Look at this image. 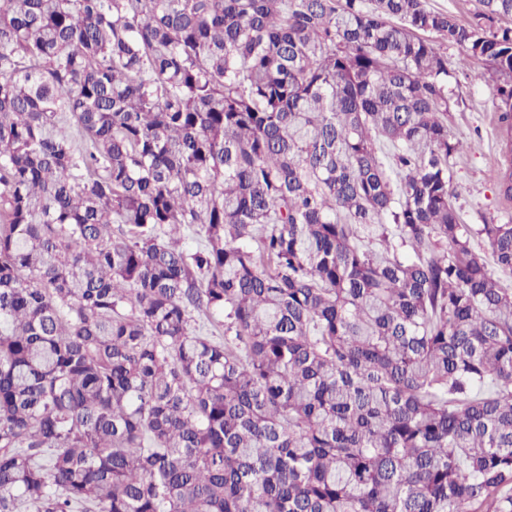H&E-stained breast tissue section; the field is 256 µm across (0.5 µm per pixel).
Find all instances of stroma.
<instances>
[{
  "label": "stroma",
  "mask_w": 512,
  "mask_h": 512,
  "mask_svg": "<svg viewBox=\"0 0 512 512\" xmlns=\"http://www.w3.org/2000/svg\"><path fill=\"white\" fill-rule=\"evenodd\" d=\"M448 86L452 91L448 128L467 145L453 160L455 204L466 223H512V204L499 201L489 178L501 139L487 63L471 61L467 74L449 78Z\"/></svg>",
  "instance_id": "35a3bbf8"
}]
</instances>
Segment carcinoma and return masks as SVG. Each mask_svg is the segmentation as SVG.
Here are the masks:
<instances>
[{
    "label": "carcinoma",
    "instance_id": "obj_1",
    "mask_svg": "<svg viewBox=\"0 0 512 512\" xmlns=\"http://www.w3.org/2000/svg\"><path fill=\"white\" fill-rule=\"evenodd\" d=\"M480 4L0 0V512H512V224L454 204L437 47L511 134ZM428 9L447 12L458 21L466 23L470 21L475 12L480 9L479 0H424Z\"/></svg>",
    "mask_w": 512,
    "mask_h": 512
}]
</instances>
